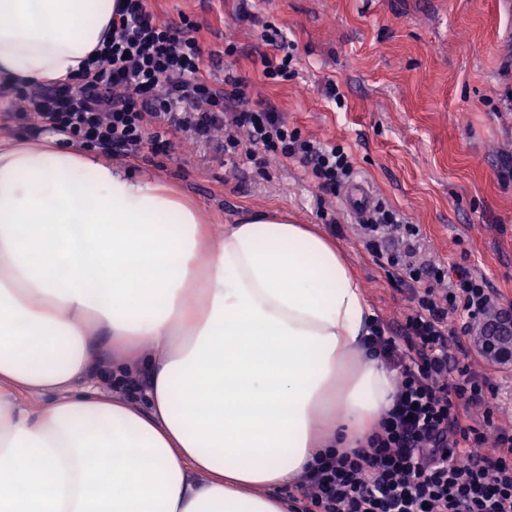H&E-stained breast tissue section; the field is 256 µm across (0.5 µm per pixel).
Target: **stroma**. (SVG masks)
Listing matches in <instances>:
<instances>
[{"instance_id": "obj_1", "label": "stroma", "mask_w": 512, "mask_h": 512, "mask_svg": "<svg viewBox=\"0 0 512 512\" xmlns=\"http://www.w3.org/2000/svg\"><path fill=\"white\" fill-rule=\"evenodd\" d=\"M162 22L195 19L215 55L211 71L236 70L254 99L272 102L302 137L341 146L353 181L377 204L419 230L416 261L484 278L512 308V7L506 0H255L253 20L236 0H148ZM294 44L284 81L263 75L273 55L266 25ZM237 46L224 54L225 43ZM223 133L194 141L175 135L166 151L117 156L199 202L214 232L245 214L278 210L316 224L336 241L374 314L399 327L409 296L359 240L344 191L319 193L299 163L264 167L225 156ZM498 392L475 422L512 426V370L491 372Z\"/></svg>"}]
</instances>
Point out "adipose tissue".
<instances>
[{"mask_svg": "<svg viewBox=\"0 0 512 512\" xmlns=\"http://www.w3.org/2000/svg\"><path fill=\"white\" fill-rule=\"evenodd\" d=\"M116 4L0 0V78L73 81ZM372 316L343 253L287 214L216 236L166 181L0 141V512H288L278 489L392 404ZM127 374L146 405L97 387Z\"/></svg>", "mask_w": 512, "mask_h": 512, "instance_id": "adipose-tissue-1", "label": "adipose tissue"}]
</instances>
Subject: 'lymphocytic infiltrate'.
I'll return each mask as SVG.
<instances>
[{"instance_id":"obj_1","label":"lymphocytic infiltrate","mask_w":512,"mask_h":512,"mask_svg":"<svg viewBox=\"0 0 512 512\" xmlns=\"http://www.w3.org/2000/svg\"><path fill=\"white\" fill-rule=\"evenodd\" d=\"M189 16L160 22L145 0H123L108 41L70 84H9L15 119H36L104 152L138 156L172 134H224V153L256 162H299L319 191L333 193L353 175L343 148L301 137L276 106L252 100L247 80L207 75V52ZM396 213L374 209L361 240L380 252L407 286L413 306L395 334L371 327L373 357L394 372L396 393L367 447L318 455L298 484L304 512H512V429L474 425L473 409L494 392L450 341L449 315L464 324L493 306L486 280L469 272L449 279L434 263L414 261L412 243L386 247L381 231ZM493 449L479 454L485 443Z\"/></svg>"}]
</instances>
